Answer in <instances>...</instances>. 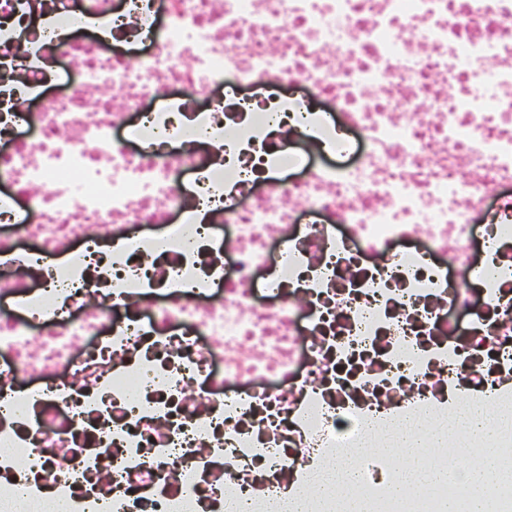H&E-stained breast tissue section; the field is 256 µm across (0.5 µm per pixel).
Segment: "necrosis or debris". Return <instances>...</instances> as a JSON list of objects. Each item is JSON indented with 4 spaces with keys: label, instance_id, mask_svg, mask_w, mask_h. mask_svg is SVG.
Returning <instances> with one entry per match:
<instances>
[{
    "label": "necrosis or debris",
    "instance_id": "1",
    "mask_svg": "<svg viewBox=\"0 0 512 512\" xmlns=\"http://www.w3.org/2000/svg\"><path fill=\"white\" fill-rule=\"evenodd\" d=\"M2 139L0 512H512V0H0ZM399 443L401 448H393L399 456L408 458L410 466L407 471L415 470L416 459L414 454H417V448L421 447L420 436L414 427H400L397 428L390 437L389 447H398ZM362 454L360 448H354L347 457L341 461L327 477L325 485L334 489L342 485L351 484L357 479L355 458Z\"/></svg>",
    "mask_w": 512,
    "mask_h": 512
}]
</instances>
